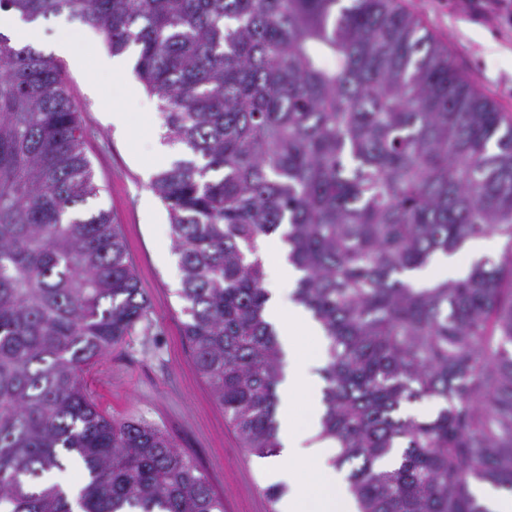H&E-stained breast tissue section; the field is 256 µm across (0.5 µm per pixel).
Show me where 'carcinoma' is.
Returning a JSON list of instances; mask_svg holds the SVG:
<instances>
[{
    "label": "carcinoma",
    "mask_w": 512,
    "mask_h": 512,
    "mask_svg": "<svg viewBox=\"0 0 512 512\" xmlns=\"http://www.w3.org/2000/svg\"><path fill=\"white\" fill-rule=\"evenodd\" d=\"M99 30L184 152L150 187L180 257L184 336L242 448L277 453L284 354L259 240L280 234L320 325L321 436L359 512H489L512 492V116L394 0H0ZM63 65L0 34V512H224L150 424L78 371L147 317L120 225L93 209ZM496 235L501 257L407 273ZM430 402L427 417L406 415ZM394 448L399 463L378 461ZM77 458L76 495L42 480Z\"/></svg>",
    "instance_id": "cac0c4a2"
}]
</instances>
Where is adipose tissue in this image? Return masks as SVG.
Here are the masks:
<instances>
[{
    "instance_id": "1",
    "label": "adipose tissue",
    "mask_w": 512,
    "mask_h": 512,
    "mask_svg": "<svg viewBox=\"0 0 512 512\" xmlns=\"http://www.w3.org/2000/svg\"><path fill=\"white\" fill-rule=\"evenodd\" d=\"M265 315L288 358V369L278 384L280 448L265 462L270 474L288 485L283 512H357L342 475L331 464L336 454L335 442L319 437L321 388L311 369L321 356L316 351L306 352L304 345L319 340L321 329L302 307H284L275 288L269 291ZM301 393L307 394L309 400L303 415L295 406V398Z\"/></svg>"
}]
</instances>
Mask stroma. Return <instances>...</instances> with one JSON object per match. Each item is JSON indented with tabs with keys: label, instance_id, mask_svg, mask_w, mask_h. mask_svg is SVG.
I'll list each match as a JSON object with an SVG mask.
<instances>
[{
	"label": "stroma",
	"instance_id": "stroma-1",
	"mask_svg": "<svg viewBox=\"0 0 512 512\" xmlns=\"http://www.w3.org/2000/svg\"><path fill=\"white\" fill-rule=\"evenodd\" d=\"M414 14L441 45L457 71L501 111L512 114V16L492 0H396ZM39 49L55 56L67 74V91L81 110L87 130L84 152L99 193L94 207L108 210L120 224L150 314L133 336L80 378L99 409L114 421L138 419L164 431L193 457L224 512H260L271 476L259 459L243 450L199 374L183 333L186 320L177 291L181 271L172 248L168 211L150 188L154 172L177 157L182 147L168 145L155 156L153 138L161 127H143L157 115L148 92H134L140 79L135 53L118 55L119 69L103 70L98 57L106 44L95 28L60 16L40 23ZM67 51H59V43ZM120 106L126 132L104 125L102 113Z\"/></svg>",
	"mask_w": 512,
	"mask_h": 512
}]
</instances>
